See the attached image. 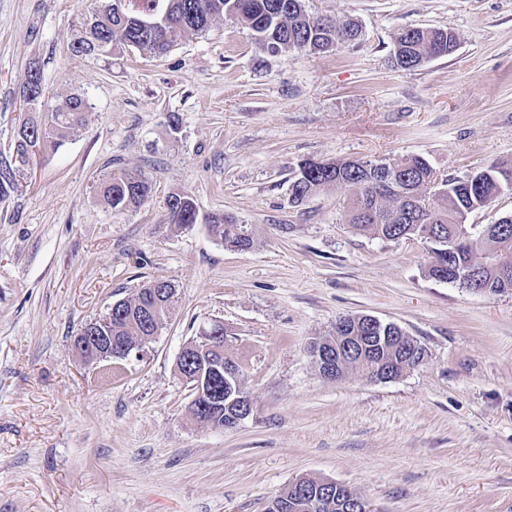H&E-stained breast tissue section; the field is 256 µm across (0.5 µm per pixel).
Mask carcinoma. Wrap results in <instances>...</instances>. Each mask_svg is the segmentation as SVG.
I'll list each match as a JSON object with an SVG mask.
<instances>
[{
	"mask_svg": "<svg viewBox=\"0 0 512 512\" xmlns=\"http://www.w3.org/2000/svg\"><path fill=\"white\" fill-rule=\"evenodd\" d=\"M100 5L83 23L72 43V49L92 57L105 55L116 48L163 55L178 41L199 35L226 16L241 22L259 47L277 55L288 50L316 54L357 41L359 25L352 20H334L326 25L321 17L308 12L304 0H99ZM146 15L163 18L162 26L153 32L143 30L139 19ZM456 48L455 36L446 29L408 28L394 39L393 60L402 69H415L426 60L450 55ZM40 68L28 69L22 97L26 104L39 105L42 99L31 94L41 92ZM91 104L85 96L70 94L44 116L27 114L18 123L8 152H0V201L22 189L31 170L35 146L45 150L57 148L78 134ZM435 172L419 155L379 168L369 162H318L305 160L298 164L291 181L293 202L300 203L312 194L331 187L351 190L344 219L354 229L388 240L418 234V226L433 224L440 233L429 244L435 261L428 277L440 275L447 282L463 287L459 278L467 269L475 268L472 284L484 293L512 291V215L487 224L483 238L460 244L457 267L448 266V248L456 243V229L466 224L467 217L506 191L512 190V160L497 161L485 168L442 182L437 199L427 197ZM99 195L112 209L122 211L141 205L151 192L150 180L140 172L110 173L98 184ZM170 224L185 229L197 221V204L186 193L168 196ZM210 228L224 245L247 250L253 237L246 225L232 217L214 214ZM511 261L506 272L483 266L478 256L486 249ZM175 285L166 279H154L134 294L123 299L121 312L104 314L110 320L101 335H111L123 342L132 336H155L163 328L173 306ZM395 343L387 342L377 355L359 350L347 360V371L358 370L373 378V367L392 358ZM305 486L312 495L322 494L324 486L317 478L304 477L289 484L278 498L293 507L297 488Z\"/></svg>",
	"mask_w": 512,
	"mask_h": 512,
	"instance_id": "carcinoma-1",
	"label": "carcinoma"
}]
</instances>
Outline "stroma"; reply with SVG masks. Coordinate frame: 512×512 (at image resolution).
<instances>
[{"instance_id":"obj_1","label":"stroma","mask_w":512,"mask_h":512,"mask_svg":"<svg viewBox=\"0 0 512 512\" xmlns=\"http://www.w3.org/2000/svg\"><path fill=\"white\" fill-rule=\"evenodd\" d=\"M360 39L275 56L231 17L160 57L71 44L95 0H0V151L43 72V111L77 92L78 135L43 152L0 202V512H265L289 483L345 485L378 512H512V293L426 274L429 247L356 231L335 187L293 203L305 159L423 156L441 177L512 159V0H306ZM445 28L448 56L393 67L395 35ZM140 171L152 191L112 210L94 185ZM183 192L200 221L176 231ZM228 214L254 239L217 240ZM179 287L141 358L85 364L78 329L143 283ZM401 327L424 361L392 380L320 377L308 345L338 318ZM223 321L250 415L190 417L177 370L200 327ZM167 211L170 224L177 229H185L197 221V204L195 200L186 193H174L168 196ZM210 228L218 234L224 246L247 250L253 244V237L245 224H237L230 216L214 214L210 218Z\"/></svg>"}]
</instances>
